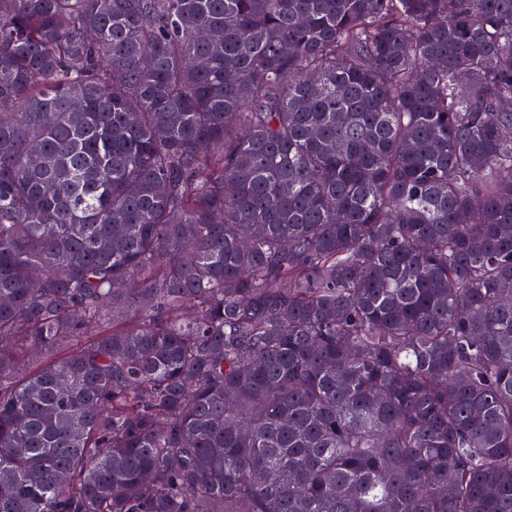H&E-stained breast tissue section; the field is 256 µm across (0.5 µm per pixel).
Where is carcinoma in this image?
Masks as SVG:
<instances>
[{
    "mask_svg": "<svg viewBox=\"0 0 512 512\" xmlns=\"http://www.w3.org/2000/svg\"><path fill=\"white\" fill-rule=\"evenodd\" d=\"M0 298V512H512V0H0Z\"/></svg>",
    "mask_w": 512,
    "mask_h": 512,
    "instance_id": "carcinoma-1",
    "label": "carcinoma"
}]
</instances>
